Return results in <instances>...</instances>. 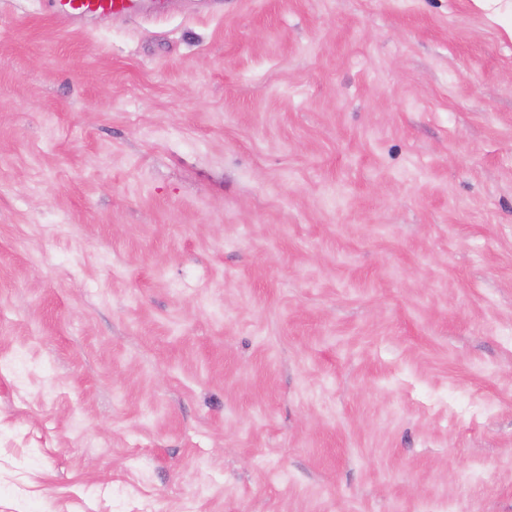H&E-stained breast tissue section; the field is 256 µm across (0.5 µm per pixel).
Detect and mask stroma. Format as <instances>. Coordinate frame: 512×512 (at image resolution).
I'll return each instance as SVG.
<instances>
[{
  "mask_svg": "<svg viewBox=\"0 0 512 512\" xmlns=\"http://www.w3.org/2000/svg\"><path fill=\"white\" fill-rule=\"evenodd\" d=\"M0 0V512H512V0ZM58 18L61 20L86 14L121 15L128 13L132 0H56Z\"/></svg>",
  "mask_w": 512,
  "mask_h": 512,
  "instance_id": "1",
  "label": "stroma"
}]
</instances>
